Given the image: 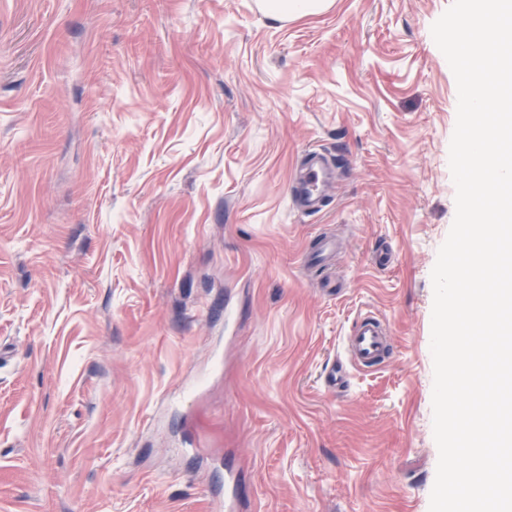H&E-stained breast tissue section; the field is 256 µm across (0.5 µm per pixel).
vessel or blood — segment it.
<instances>
[{
  "mask_svg": "<svg viewBox=\"0 0 512 512\" xmlns=\"http://www.w3.org/2000/svg\"><path fill=\"white\" fill-rule=\"evenodd\" d=\"M336 187L335 163L322 150L309 149L298 175L293 181L292 199L296 208L307 214L323 210ZM347 364L354 370L372 372L386 366L392 358V338L386 322L372 312L359 314L344 338ZM228 493L224 512H237L238 490L243 476L226 468Z\"/></svg>",
  "mask_w": 512,
  "mask_h": 512,
  "instance_id": "vessel-or-blood-1",
  "label": "vessel or blood"
}]
</instances>
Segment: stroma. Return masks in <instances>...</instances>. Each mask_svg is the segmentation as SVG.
Returning a JSON list of instances; mask_svg holds the SVG:
<instances>
[{
	"label": "stroma",
	"instance_id": "stroma-1",
	"mask_svg": "<svg viewBox=\"0 0 512 512\" xmlns=\"http://www.w3.org/2000/svg\"><path fill=\"white\" fill-rule=\"evenodd\" d=\"M259 2L0 0V512H213L228 464L244 512H429L452 0ZM366 311L392 360L329 390ZM265 5L268 13L277 20L288 19L289 14L306 13L312 8H318L324 1H311V0H292L291 4H282L279 2H288L283 0H271ZM314 2H319L313 4ZM335 187L334 161L320 149H309L292 185L296 208L307 214L322 211Z\"/></svg>",
	"mask_w": 512,
	"mask_h": 512
}]
</instances>
